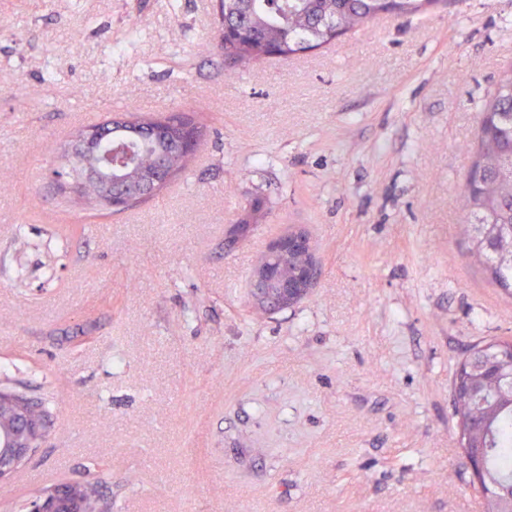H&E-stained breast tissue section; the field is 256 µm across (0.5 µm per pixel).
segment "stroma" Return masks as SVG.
<instances>
[{
    "label": "stroma",
    "mask_w": 512,
    "mask_h": 512,
    "mask_svg": "<svg viewBox=\"0 0 512 512\" xmlns=\"http://www.w3.org/2000/svg\"><path fill=\"white\" fill-rule=\"evenodd\" d=\"M221 36L218 0H0V389L56 401L0 512L95 479L111 512H484L451 380L512 339V295L469 257L460 188L512 0L383 16L231 82ZM169 112L206 133L155 198L106 213L50 180L86 124ZM292 227L319 276L273 311L252 275Z\"/></svg>",
    "instance_id": "1"
}]
</instances>
